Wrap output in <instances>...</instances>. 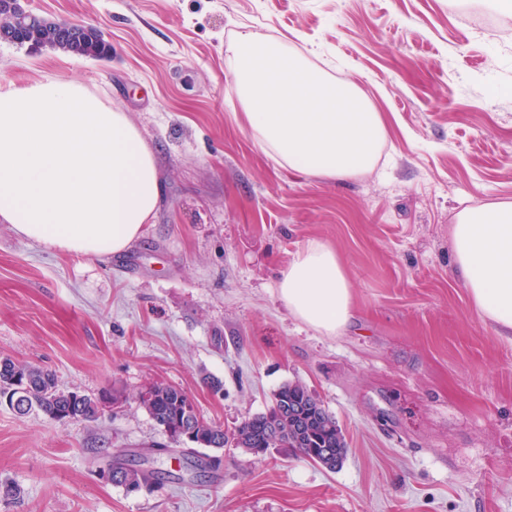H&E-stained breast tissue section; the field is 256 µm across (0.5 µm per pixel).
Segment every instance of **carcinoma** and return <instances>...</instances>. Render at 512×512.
Returning a JSON list of instances; mask_svg holds the SVG:
<instances>
[{
	"instance_id": "obj_1",
	"label": "carcinoma",
	"mask_w": 512,
	"mask_h": 512,
	"mask_svg": "<svg viewBox=\"0 0 512 512\" xmlns=\"http://www.w3.org/2000/svg\"><path fill=\"white\" fill-rule=\"evenodd\" d=\"M74 25L62 22L56 27V36L50 37L34 27L17 32L22 39L20 45L35 50L49 47L82 56L107 59L112 56V45L101 32L93 27L82 33L81 39L70 38ZM9 397L17 401L19 413L40 411L57 419L73 408L68 391L59 387L54 374L35 365L16 362L9 357L0 358V398ZM139 406L145 409L160 427H167L171 435L182 428L194 434L190 454L195 456L194 467L198 468L211 459L206 449L222 450L232 444L243 452L254 456L267 453L271 448H292L303 459L336 469V465L325 457L327 451L346 449L347 443L335 416L322 401L301 383H287L273 394L265 411L245 418L232 432L224 431L222 425L204 418L193 397L170 384L152 381L146 384L138 395ZM122 396L114 391L98 396L86 395L81 401V420L91 421L98 417L99 406H119ZM300 410L308 425L302 430L288 429V408ZM213 460V459H211ZM219 463V460H213ZM105 468L112 470V484L127 488L132 484L140 488H151L158 478L155 470L142 471L127 463L119 453L112 454Z\"/></svg>"
}]
</instances>
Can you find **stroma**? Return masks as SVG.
I'll return each instance as SVG.
<instances>
[{
  "label": "stroma",
  "instance_id": "stroma-1",
  "mask_svg": "<svg viewBox=\"0 0 512 512\" xmlns=\"http://www.w3.org/2000/svg\"><path fill=\"white\" fill-rule=\"evenodd\" d=\"M96 27L97 60L0 43V82H83L152 148L162 200L141 237L103 260L52 253L0 224V357L63 388L127 402L60 423L0 404V512H512V340L480 319L455 273L463 208L512 200V40L473 11L512 0H30ZM288 42L353 80L389 136L349 180L282 168L226 95L235 34ZM310 239L336 250L354 319L325 336L277 295ZM162 380L231 431L281 385L304 383L347 441L328 470L274 448L222 451L217 481L137 402ZM162 449L167 480L136 495L100 468L118 449Z\"/></svg>",
  "mask_w": 512,
  "mask_h": 512
}]
</instances>
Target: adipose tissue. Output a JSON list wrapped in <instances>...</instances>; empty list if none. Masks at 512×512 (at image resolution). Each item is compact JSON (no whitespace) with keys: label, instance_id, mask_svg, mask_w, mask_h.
Segmentation results:
<instances>
[{"label":"adipose tissue","instance_id":"ef3b65f1","mask_svg":"<svg viewBox=\"0 0 512 512\" xmlns=\"http://www.w3.org/2000/svg\"><path fill=\"white\" fill-rule=\"evenodd\" d=\"M227 92L255 144L280 166L345 180L371 171L388 138L381 113L351 80L331 81L286 43L237 32ZM162 184L139 129L75 81L0 82V223L46 249L102 259L126 250L159 204ZM455 268L478 315L512 338V201L457 214ZM278 296L333 336L354 313L342 263L308 240L282 271Z\"/></svg>","mask_w":512,"mask_h":512}]
</instances>
